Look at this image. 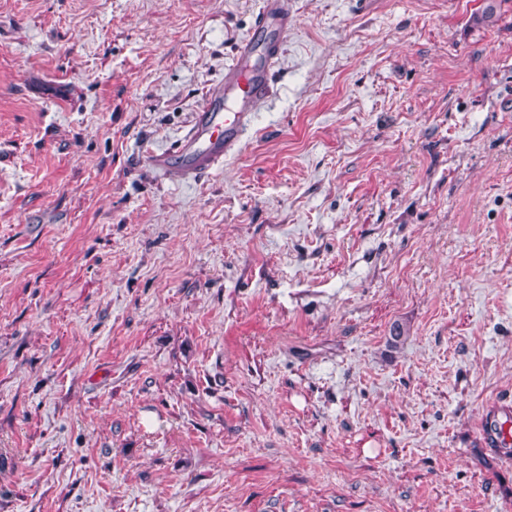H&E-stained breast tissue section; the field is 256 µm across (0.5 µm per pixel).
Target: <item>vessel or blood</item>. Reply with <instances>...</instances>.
<instances>
[{"instance_id": "b4317fda", "label": "vessel or blood", "mask_w": 512, "mask_h": 512, "mask_svg": "<svg viewBox=\"0 0 512 512\" xmlns=\"http://www.w3.org/2000/svg\"><path fill=\"white\" fill-rule=\"evenodd\" d=\"M288 25L283 0H265L253 23L254 33L264 38L263 57H256L251 40H243L223 81L211 90L209 105L173 146L149 155L151 166L191 182L219 169L238 152L254 113L269 96L270 72L280 57V35Z\"/></svg>"}]
</instances>
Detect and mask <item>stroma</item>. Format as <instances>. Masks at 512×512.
Returning <instances> with one entry per match:
<instances>
[{"mask_svg": "<svg viewBox=\"0 0 512 512\" xmlns=\"http://www.w3.org/2000/svg\"><path fill=\"white\" fill-rule=\"evenodd\" d=\"M263 3L0 0V512H512V0H284L161 178ZM288 10L282 0H266L253 23L264 36V56L256 57L252 38L236 48L224 80L210 91V103L197 112L190 130L173 146L153 151L148 162L159 172L184 182L219 169L238 152L254 112L269 96V76L280 57V34L288 30Z\"/></svg>", "mask_w": 512, "mask_h": 512, "instance_id": "obj_1", "label": "stroma"}]
</instances>
